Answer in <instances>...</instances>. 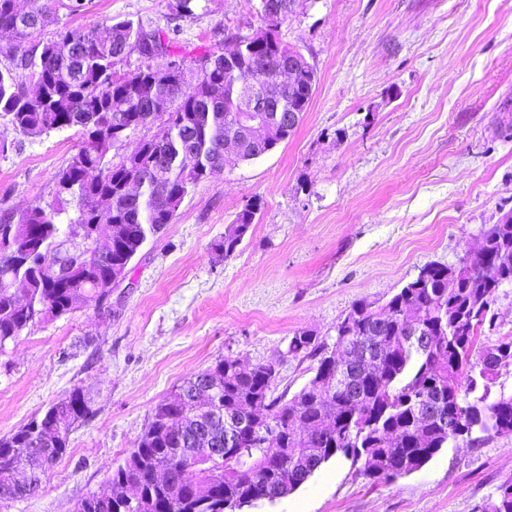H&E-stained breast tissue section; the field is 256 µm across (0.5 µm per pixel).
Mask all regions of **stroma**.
<instances>
[{
    "mask_svg": "<svg viewBox=\"0 0 512 512\" xmlns=\"http://www.w3.org/2000/svg\"><path fill=\"white\" fill-rule=\"evenodd\" d=\"M174 2L87 0L57 16L178 28L190 64L260 24L259 0H197L187 17ZM278 31L317 73L295 134L189 191L109 308L36 320L0 346V436L77 387L93 410L41 489L0 512H75L110 491L153 407L217 360L275 364V395L292 397L313 366L288 356L294 334L334 342L357 301L384 304L425 264H458L512 214V0H302ZM81 142L80 128L32 138L0 115V216L55 207L69 229L76 203L56 176ZM255 197L254 224L224 256L218 241ZM510 482L512 433L494 434L386 485L338 456L239 512H481Z\"/></svg>",
    "mask_w": 512,
    "mask_h": 512,
    "instance_id": "35a3bbf8",
    "label": "stroma"
}]
</instances>
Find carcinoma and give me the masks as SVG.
<instances>
[{"label": "carcinoma", "instance_id": "cac0c4a2", "mask_svg": "<svg viewBox=\"0 0 512 512\" xmlns=\"http://www.w3.org/2000/svg\"><path fill=\"white\" fill-rule=\"evenodd\" d=\"M57 0H29L24 17L15 13V0H0V30L10 28L15 43L0 46V55L19 52L17 61L0 68V112L11 115L16 129L29 136L78 126L84 141L77 153L84 163L70 162L58 176L59 192L77 200L76 223L89 224L96 207L108 200L106 224H124L125 240L113 241L106 255H92L85 266L66 280L43 273L40 261L51 262L58 253V213L40 207L0 218V250L11 238L13 220L34 227L28 236L17 233L20 245L35 253L26 266L0 264V345L15 338L37 318L59 317L80 307L93 292L96 280L123 265L138 247L171 223L189 190L224 171V147L237 132L226 113L236 110L240 89L269 66L285 62L299 48L284 43L274 31L263 34L259 49H244L233 66H224V53L199 58L209 64L197 83L186 84L184 71L175 69L157 81L149 65L119 73L116 57L126 44L150 31L162 53L175 62L174 38L141 20L123 19L103 29L58 28L47 41L32 34L51 21ZM36 71L45 88V100H25L28 73ZM316 77H300L292 88L279 92L283 108L308 110ZM128 115L134 131L159 123L153 138L140 143V159L112 162V114ZM188 148L197 158L185 172L178 154ZM98 170L97 186L85 183L86 167ZM139 173L142 193L131 201L121 192L126 177ZM261 200L248 201L224 232L217 248L231 256L242 243ZM512 282V226L494 224L483 234L479 251L467 252L452 267L429 263L418 276L384 305L361 300L336 326L331 347L317 338L293 336L287 353L317 362L308 383L289 399L273 396L275 374L271 364L218 360L184 381L180 390L191 406L206 409L198 415L162 400L152 410L155 421L139 437L124 464L112 474L113 497L90 495L78 512H224V504L242 507L255 499L292 492L332 457L342 455L359 465L375 483L391 484L411 474L446 447L452 439L439 419L425 418L418 410L426 393H438L443 412L464 409V434L459 440L480 441L490 434L495 415L512 424V394L489 397L494 378L481 366L494 349H512L511 340L475 350L481 328L495 326L493 297ZM414 322L435 337L421 349L408 334ZM371 344L381 359L373 371L358 379V399L342 388L341 371ZM223 413L271 418L278 431L266 439L243 435L237 446L224 449V420L210 417L208 409ZM93 414L90 398L81 388L52 406L42 416L52 421L46 436L35 437L25 425L0 438V497L18 498L26 486L40 488L42 476L69 447L74 427ZM194 466L195 482L186 483L182 467ZM135 480L146 508L124 498V482ZM487 512H512V483L500 487Z\"/></svg>", "mask_w": 512, "mask_h": 512}]
</instances>
